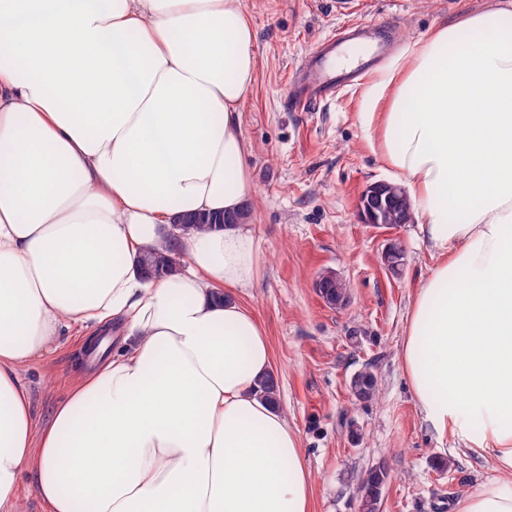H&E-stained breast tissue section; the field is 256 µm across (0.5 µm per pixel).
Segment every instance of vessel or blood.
Masks as SVG:
<instances>
[{
    "label": "vessel or blood",
    "mask_w": 512,
    "mask_h": 512,
    "mask_svg": "<svg viewBox=\"0 0 512 512\" xmlns=\"http://www.w3.org/2000/svg\"><path fill=\"white\" fill-rule=\"evenodd\" d=\"M384 34L364 24L311 46L290 83L288 102L294 111L332 98L347 84L362 79L384 55Z\"/></svg>",
    "instance_id": "obj_1"
}]
</instances>
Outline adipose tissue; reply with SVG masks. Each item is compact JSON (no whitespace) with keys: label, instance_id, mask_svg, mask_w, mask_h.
I'll use <instances>...</instances> for the list:
<instances>
[{"label":"adipose tissue","instance_id":"1","mask_svg":"<svg viewBox=\"0 0 512 512\" xmlns=\"http://www.w3.org/2000/svg\"><path fill=\"white\" fill-rule=\"evenodd\" d=\"M243 0H0V512H311L296 429L257 386L267 335L236 297L250 225L139 256L191 213L254 197ZM379 155L438 256L401 353L425 421L512 475V0L408 43L363 95ZM111 354L48 421L26 369L61 331ZM453 512H512L489 483ZM225 215H214V214H191L181 219L180 227L176 230L177 235L170 236L169 243L165 245L161 250H154L144 254L138 259V265L142 264L143 268L148 267L153 270L154 277H162L170 275L179 269V262L176 255L175 249L171 247L170 243L172 240H178L180 236L190 234L197 230H212L224 228L221 225ZM21 512H44V506L37 498L34 488V478L23 475L20 482Z\"/></svg>","mask_w":512,"mask_h":512}]
</instances>
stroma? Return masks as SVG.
I'll return each mask as SVG.
<instances>
[{"label":"stroma","instance_id":"stroma-1","mask_svg":"<svg viewBox=\"0 0 512 512\" xmlns=\"http://www.w3.org/2000/svg\"><path fill=\"white\" fill-rule=\"evenodd\" d=\"M255 32L256 80L242 112L256 195L250 223L261 244L259 282L238 292L263 326L279 381V404L300 438L311 474V512H358L353 474L386 460L380 512H452L494 473L452 436L424 421L405 379L401 350L417 288L437 263L417 224L363 223L358 198L387 178L376 135L360 109L358 81L310 112L290 111V78L313 42L341 28L390 18L397 48L493 0H243ZM405 254L399 275L381 256L390 241ZM325 271L347 285L348 302L328 306L314 282ZM372 365L375 400L356 401L352 377ZM87 352L62 335L48 360L25 374L39 420L67 394ZM362 435L352 440L348 423Z\"/></svg>","mask_w":512,"mask_h":512}]
</instances>
